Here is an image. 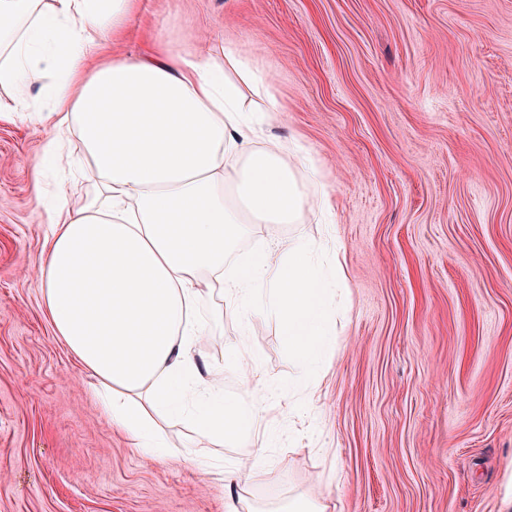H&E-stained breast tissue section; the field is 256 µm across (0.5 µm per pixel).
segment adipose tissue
Returning <instances> with one entry per match:
<instances>
[{
	"instance_id": "1",
	"label": "adipose tissue",
	"mask_w": 512,
	"mask_h": 512,
	"mask_svg": "<svg viewBox=\"0 0 512 512\" xmlns=\"http://www.w3.org/2000/svg\"><path fill=\"white\" fill-rule=\"evenodd\" d=\"M140 2L0 0V112L47 129L41 158L28 166L49 217L33 279L112 426L149 455L165 445L156 420L166 415L193 424L196 457L216 441L244 448L224 468V509L259 512L250 488L267 462L248 446L270 396L258 357L238 344L227 359L244 398L203 378L198 301L218 291L241 322L257 311L273 318L315 397L336 347L343 263H324V245L303 237L258 244L229 270L224 257L254 225L302 224L332 204L305 192L300 143L258 146L283 105L239 50L216 56L157 43L136 58L118 52ZM37 80L42 102L28 95ZM249 93L260 111H247ZM74 134L98 178L80 201L65 189Z\"/></svg>"
}]
</instances>
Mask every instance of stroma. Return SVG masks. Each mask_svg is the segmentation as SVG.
Segmentation results:
<instances>
[{"label": "stroma", "mask_w": 512, "mask_h": 512, "mask_svg": "<svg viewBox=\"0 0 512 512\" xmlns=\"http://www.w3.org/2000/svg\"><path fill=\"white\" fill-rule=\"evenodd\" d=\"M232 42L285 111L334 203L330 224H258L229 254L337 239L349 302L319 401L277 322L205 299L201 368L247 342L270 390L263 512H499L512 489V0H142L122 49ZM44 129L0 119V512H224V469L147 460L112 428L30 275L48 216L25 167ZM299 408L289 415L287 404ZM333 500L324 493L310 491L298 493L288 499V503L281 506L274 512H335L336 505Z\"/></svg>", "instance_id": "35a3bbf8"}]
</instances>
